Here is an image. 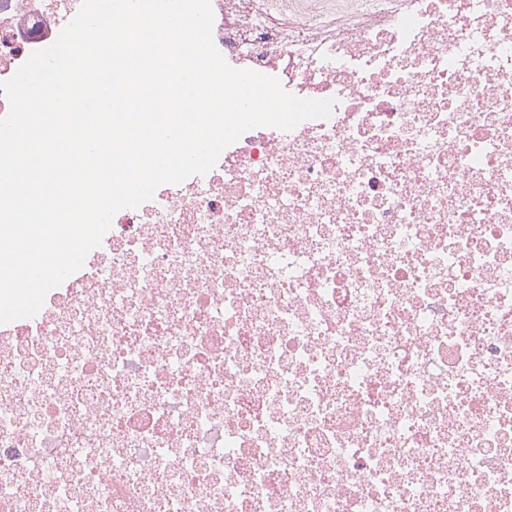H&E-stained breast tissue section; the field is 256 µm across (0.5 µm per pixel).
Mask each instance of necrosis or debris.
<instances>
[{"label": "necrosis or debris", "mask_w": 512, "mask_h": 512, "mask_svg": "<svg viewBox=\"0 0 512 512\" xmlns=\"http://www.w3.org/2000/svg\"><path fill=\"white\" fill-rule=\"evenodd\" d=\"M81 0H0V81ZM331 116L118 211L0 330V512H512V0H211Z\"/></svg>", "instance_id": "1"}]
</instances>
